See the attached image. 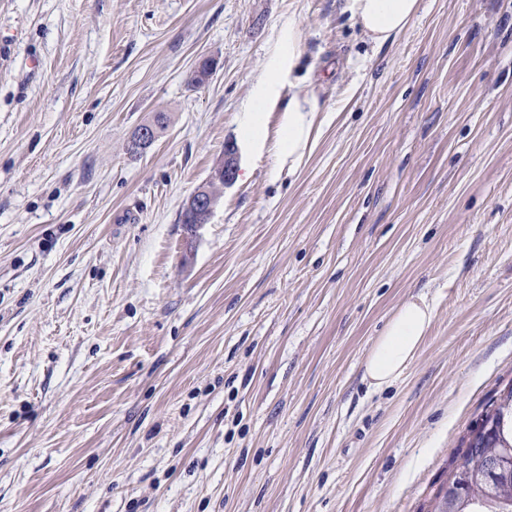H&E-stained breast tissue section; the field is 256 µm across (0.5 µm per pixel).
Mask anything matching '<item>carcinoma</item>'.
<instances>
[{
  "label": "carcinoma",
  "mask_w": 512,
  "mask_h": 512,
  "mask_svg": "<svg viewBox=\"0 0 512 512\" xmlns=\"http://www.w3.org/2000/svg\"><path fill=\"white\" fill-rule=\"evenodd\" d=\"M490 423L482 446L472 450L467 437L458 445L466 469L452 468L446 480L430 495L424 512H441L443 501L454 504L453 512H512V474L506 468L491 470L486 458L493 455L497 439L512 441V383L499 390L480 415Z\"/></svg>",
  "instance_id": "cac0c4a2"
}]
</instances>
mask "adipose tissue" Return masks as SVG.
I'll return each instance as SVG.
<instances>
[{"mask_svg": "<svg viewBox=\"0 0 512 512\" xmlns=\"http://www.w3.org/2000/svg\"><path fill=\"white\" fill-rule=\"evenodd\" d=\"M347 7L366 37L382 46L405 32L419 10V0H347ZM257 86L261 103L282 106L274 155L279 165L296 172L334 115L320 111L314 92L307 89H297L283 102L269 77H261ZM433 313L432 305L422 296L404 301L394 311L364 360V378L373 390L391 386L415 360Z\"/></svg>", "mask_w": 512, "mask_h": 512, "instance_id": "obj_1", "label": "adipose tissue"}]
</instances>
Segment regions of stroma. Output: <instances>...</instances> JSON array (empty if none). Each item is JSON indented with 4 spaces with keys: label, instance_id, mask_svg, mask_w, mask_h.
<instances>
[{
    "label": "stroma",
    "instance_id": "35a3bbf8",
    "mask_svg": "<svg viewBox=\"0 0 512 512\" xmlns=\"http://www.w3.org/2000/svg\"><path fill=\"white\" fill-rule=\"evenodd\" d=\"M266 74L338 115L292 175L241 139ZM510 382L512 0L382 47L346 0H0V512H422ZM166 121L167 117L164 113L160 112L154 120V123H156L159 127L152 123L140 125L130 138V152L142 151L153 144L158 138L159 128L163 129ZM237 150L233 145L226 147L224 152V163L217 166L213 172V180L222 185L231 184L237 171ZM217 204V195L210 187L201 186L186 201L184 211H190L200 221L192 224L189 235L195 237L203 224H208ZM433 313L423 296L411 297L394 311L364 360V379L373 390L391 386L415 360Z\"/></svg>",
    "mask_w": 512,
    "mask_h": 512
}]
</instances>
